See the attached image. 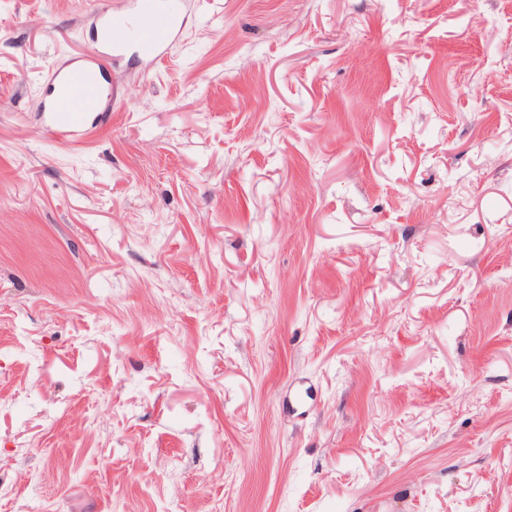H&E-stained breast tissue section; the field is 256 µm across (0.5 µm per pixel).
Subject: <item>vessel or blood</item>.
Segmentation results:
<instances>
[{
  "label": "vessel or blood",
  "instance_id": "obj_1",
  "mask_svg": "<svg viewBox=\"0 0 512 512\" xmlns=\"http://www.w3.org/2000/svg\"><path fill=\"white\" fill-rule=\"evenodd\" d=\"M136 12L143 24L135 29L107 15L99 16L97 23L105 31L108 46L117 54L135 40L145 55L155 59L163 56L178 35L179 13L170 0H136ZM49 85L41 102L49 129L69 135L83 131L86 113L99 111L102 104L98 65L72 58L52 73Z\"/></svg>",
  "mask_w": 512,
  "mask_h": 512
}]
</instances>
